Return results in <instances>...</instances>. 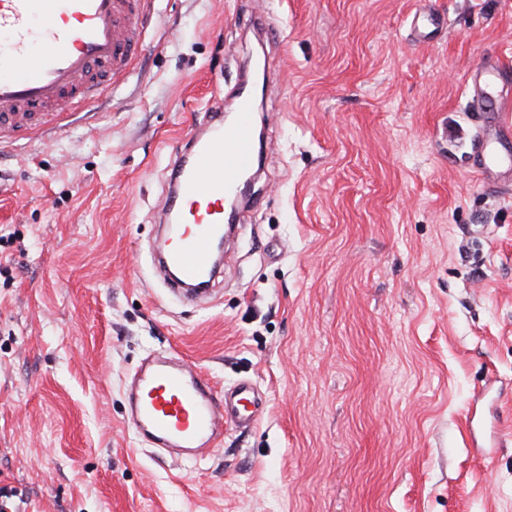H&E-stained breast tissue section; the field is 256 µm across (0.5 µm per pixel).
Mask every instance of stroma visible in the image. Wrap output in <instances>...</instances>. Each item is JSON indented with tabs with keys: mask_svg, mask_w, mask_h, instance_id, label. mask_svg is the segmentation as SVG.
<instances>
[{
	"mask_svg": "<svg viewBox=\"0 0 512 512\" xmlns=\"http://www.w3.org/2000/svg\"><path fill=\"white\" fill-rule=\"evenodd\" d=\"M142 38L0 145V512H512V191L472 157L512 0H149ZM256 54L252 206L188 306L151 260L169 163ZM155 351L251 380L258 422L173 462L125 416Z\"/></svg>",
	"mask_w": 512,
	"mask_h": 512,
	"instance_id": "obj_1",
	"label": "stroma"
}]
</instances>
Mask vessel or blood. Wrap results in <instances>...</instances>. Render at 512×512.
<instances>
[{"label": "vessel or blood", "mask_w": 512, "mask_h": 512, "mask_svg": "<svg viewBox=\"0 0 512 512\" xmlns=\"http://www.w3.org/2000/svg\"><path fill=\"white\" fill-rule=\"evenodd\" d=\"M143 0H0V142L21 129L60 127L80 105L98 99L114 76L127 73L139 53L133 23ZM241 117L225 126L222 107L190 132L175 156L165 220L179 232L166 238L157 260L175 271L186 301L200 297L196 282L215 278L213 244L224 232V196L244 191L241 180L254 154L247 92ZM495 147L476 148L484 173L512 171V121L498 113ZM262 398L250 382L219 393L193 363L156 356L136 371L128 391L135 431L183 456L202 455L220 443L225 427H249Z\"/></svg>", "instance_id": "vessel-or-blood-1"}]
</instances>
